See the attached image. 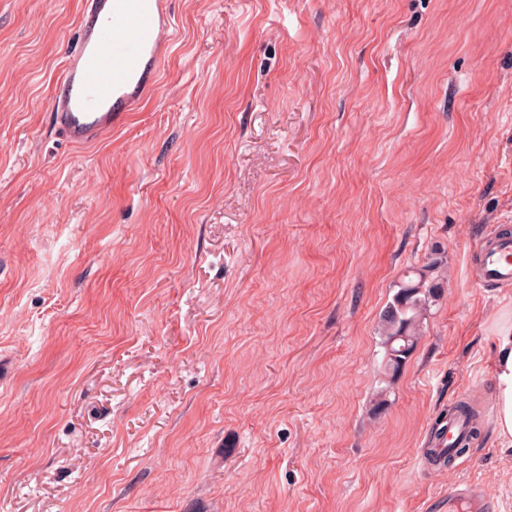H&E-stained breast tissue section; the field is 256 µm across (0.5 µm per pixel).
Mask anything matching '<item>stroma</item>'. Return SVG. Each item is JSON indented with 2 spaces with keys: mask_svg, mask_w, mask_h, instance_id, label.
Instances as JSON below:
<instances>
[{
  "mask_svg": "<svg viewBox=\"0 0 512 512\" xmlns=\"http://www.w3.org/2000/svg\"><path fill=\"white\" fill-rule=\"evenodd\" d=\"M81 0H0V512H512L489 354L512 286V0H171L100 142L50 117ZM448 279L399 374L379 315ZM388 389V404L372 399ZM479 434L422 456L450 405ZM481 253L484 258L483 285L512 284V237L504 235L488 238ZM454 410L468 415V418L471 421V427L467 435L463 439H460L467 431L465 420L459 416L448 417V424L445 425L444 436L441 444L439 445L440 448H448L449 450L453 448L459 439L460 440L457 442L455 446L456 448L449 453L448 451L439 448H427L426 455L435 465H452L456 458L464 455L469 450V443L477 432L476 427L474 426V414L468 405L459 404L454 408ZM493 512L496 509L474 485H454L448 487V512Z\"/></svg>",
  "mask_w": 512,
  "mask_h": 512,
  "instance_id": "35a3bbf8",
  "label": "stroma"
}]
</instances>
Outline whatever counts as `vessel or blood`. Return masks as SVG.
<instances>
[{
  "instance_id": "vessel-or-blood-1",
  "label": "vessel or blood",
  "mask_w": 512,
  "mask_h": 512,
  "mask_svg": "<svg viewBox=\"0 0 512 512\" xmlns=\"http://www.w3.org/2000/svg\"><path fill=\"white\" fill-rule=\"evenodd\" d=\"M168 0H85L77 38L51 99V117L75 146L123 126L159 81L170 53ZM484 283L512 284V237L488 238L481 250ZM449 512H494L474 485L448 489Z\"/></svg>"
}]
</instances>
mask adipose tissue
<instances>
[{"label": "adipose tissue", "instance_id": "1", "mask_svg": "<svg viewBox=\"0 0 512 512\" xmlns=\"http://www.w3.org/2000/svg\"><path fill=\"white\" fill-rule=\"evenodd\" d=\"M492 370L495 380L493 430L501 447L512 449V324L494 337Z\"/></svg>", "mask_w": 512, "mask_h": 512}]
</instances>
